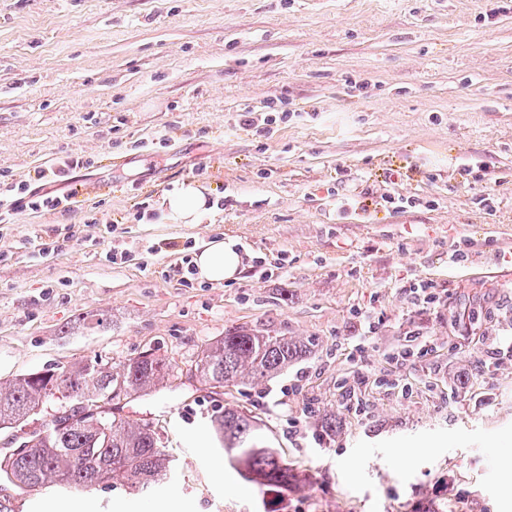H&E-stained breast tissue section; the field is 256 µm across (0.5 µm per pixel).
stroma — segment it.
<instances>
[{
	"instance_id": "35a3bbf8",
	"label": "stroma",
	"mask_w": 512,
	"mask_h": 512,
	"mask_svg": "<svg viewBox=\"0 0 512 512\" xmlns=\"http://www.w3.org/2000/svg\"><path fill=\"white\" fill-rule=\"evenodd\" d=\"M75 159L74 180L40 178ZM189 182L214 211L159 223ZM22 184L61 203L0 222V383L175 363L120 413L152 422L179 478L19 493L18 512H512V360L487 355L512 337L503 0H0V199ZM228 237L273 277L173 275ZM420 283L435 302L409 296ZM239 327L313 346L257 387L196 382ZM223 407L260 422L299 488L264 494L229 465Z\"/></svg>"
}]
</instances>
